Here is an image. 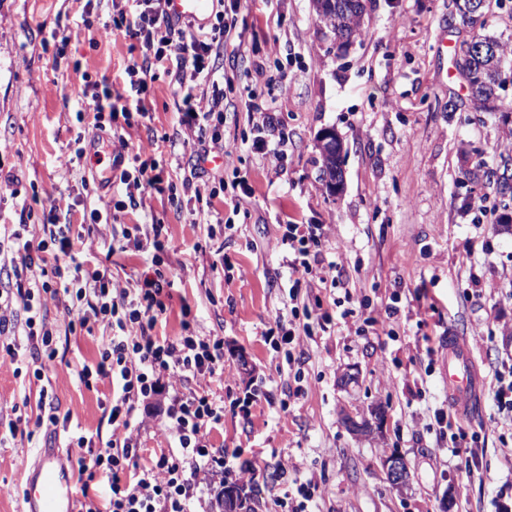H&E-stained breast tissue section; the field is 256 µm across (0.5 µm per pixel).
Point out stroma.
Returning <instances> with one entry per match:
<instances>
[{
  "mask_svg": "<svg viewBox=\"0 0 512 512\" xmlns=\"http://www.w3.org/2000/svg\"><path fill=\"white\" fill-rule=\"evenodd\" d=\"M365 6L363 36L340 50L311 0H240L244 43L224 54V97L236 106L224 138L239 149L216 165L225 182L249 192L236 204H211L231 230L210 236L193 204L164 193L121 213L113 230L162 224L176 246L164 256L172 300L156 336L181 335L185 302L192 331L224 339V370L234 379L224 389V426L209 438L224 451L225 471L245 473L253 512H287L311 478L318 489L306 512H512V427L493 398L496 371L512 363V227L497 222L495 183L465 177L478 165L497 167L512 137L501 120L470 107L454 57L474 29L453 0ZM117 15L112 0H0V170L17 177L0 186V236L10 237L27 207L30 234L67 220L72 237L101 257L104 242L85 216L121 196L119 182L104 179L115 154L156 159L164 180L181 183L168 145L154 143L178 129L164 72L149 84L150 124L133 118L119 143L95 126L94 95L141 54L124 32L100 38ZM252 98L275 118L267 138L286 151L282 172L273 155L251 148ZM326 128L344 143L337 195L319 179L317 136ZM80 147L83 162L67 164ZM290 224L319 229L318 261L335 283L294 286L281 244ZM293 287L297 302L329 319L291 361L264 335L291 321ZM67 301L46 302V321L63 342L43 380L32 376L28 348L0 352V512H21L38 449L78 456L63 432L8 436L9 424L35 420L40 388L71 429L112 435L102 409L108 382L88 387L76 374L107 333L69 329ZM451 331L466 337L483 382L482 404L463 424L474 445L437 420L448 409L443 341ZM249 389L257 398L245 415L233 402ZM348 415L371 418V431L352 432ZM135 419L144 460L174 447L159 416L139 410ZM393 453L410 467L402 487L382 465Z\"/></svg>",
  "mask_w": 512,
  "mask_h": 512,
  "instance_id": "obj_1",
  "label": "stroma"
}]
</instances>
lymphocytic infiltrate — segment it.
I'll return each mask as SVG.
<instances>
[{
	"label": "lymphocytic infiltrate",
	"instance_id": "obj_1",
	"mask_svg": "<svg viewBox=\"0 0 512 512\" xmlns=\"http://www.w3.org/2000/svg\"><path fill=\"white\" fill-rule=\"evenodd\" d=\"M165 2L131 0L123 24L126 35L140 43L142 58L126 68L128 88L138 98V115L145 119L149 80L160 70L173 75L180 143L192 147L200 165L214 151L230 154L238 149L237 143L225 141L219 128L228 110L220 86V53L228 42L243 37L234 19L239 0H229L216 12L210 31L196 33L191 22L172 20ZM113 167L125 197L112 208L92 210L96 225H109L119 212L142 206L163 181L155 160L137 154L116 155ZM30 217V210L20 211L12 257L0 263V335L23 334L33 360L57 357L58 338L47 326L42 297L58 294L52 278L65 267L72 274L75 297L66 305V314L77 317L80 327L95 321L110 333L96 361L82 365L78 377L87 385L97 380L111 384L105 414L112 438L97 451L90 439L77 433L70 434L69 442L92 450V472L107 480L112 494L106 498L82 492L78 512H191L197 494L193 471L224 474V453L208 439L209 430L224 422V403L201 388L202 382L224 373L223 337L190 331L171 339L154 336L157 319L166 312L162 295L170 286L160 271L144 274L135 287L116 286L109 267L89 268L76 261L70 225L47 224L42 238L24 237ZM315 240L305 224L289 225L281 239L298 278L312 271L307 257ZM164 393L169 396L163 409L165 427L177 446L146 464L140 460L134 414Z\"/></svg>",
	"mask_w": 512,
	"mask_h": 512
}]
</instances>
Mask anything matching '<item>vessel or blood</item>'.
<instances>
[{
	"mask_svg": "<svg viewBox=\"0 0 512 512\" xmlns=\"http://www.w3.org/2000/svg\"><path fill=\"white\" fill-rule=\"evenodd\" d=\"M213 0H168L167 12L176 19L205 27ZM448 406L461 415L472 413L481 399V380L464 337L448 338ZM77 488L73 471L57 449H41L30 472L21 512H76Z\"/></svg>",
	"mask_w": 512,
	"mask_h": 512,
	"instance_id": "vessel-or-blood-1",
	"label": "vessel or blood"
}]
</instances>
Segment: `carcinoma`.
Segmentation results:
<instances>
[{"label": "carcinoma", "mask_w": 512, "mask_h": 512, "mask_svg": "<svg viewBox=\"0 0 512 512\" xmlns=\"http://www.w3.org/2000/svg\"><path fill=\"white\" fill-rule=\"evenodd\" d=\"M318 18L343 37L362 36V18L349 7V0H312ZM455 63L469 88L473 108L482 112H498L503 124L509 125L512 136V108L503 103L501 90L505 79L503 66L512 57V45L492 35H477L459 49ZM224 499L231 502L233 512L243 508L240 488L233 481H224Z\"/></svg>", "instance_id": "cac0c4a2"}]
</instances>
